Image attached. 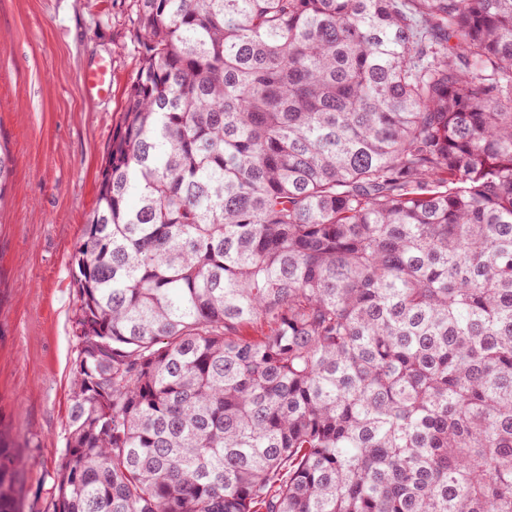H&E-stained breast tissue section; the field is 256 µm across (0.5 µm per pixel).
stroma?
Wrapping results in <instances>:
<instances>
[{
    "instance_id": "stroma-1",
    "label": "stroma",
    "mask_w": 512,
    "mask_h": 512,
    "mask_svg": "<svg viewBox=\"0 0 512 512\" xmlns=\"http://www.w3.org/2000/svg\"><path fill=\"white\" fill-rule=\"evenodd\" d=\"M137 0H0V421L22 469L20 512H54L68 439L71 260L138 66ZM112 68L109 94L80 79Z\"/></svg>"
}]
</instances>
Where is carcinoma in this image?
Returning <instances> with one entry per match:
<instances>
[{"mask_svg":"<svg viewBox=\"0 0 512 512\" xmlns=\"http://www.w3.org/2000/svg\"><path fill=\"white\" fill-rule=\"evenodd\" d=\"M138 2L54 512H512V0Z\"/></svg>","mask_w":512,"mask_h":512,"instance_id":"cac0c4a2","label":"carcinoma"}]
</instances>
